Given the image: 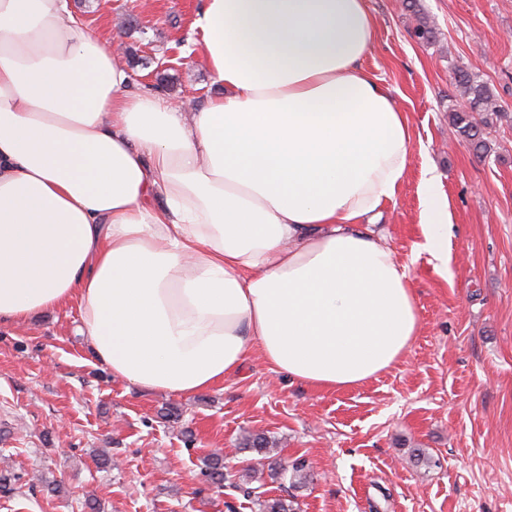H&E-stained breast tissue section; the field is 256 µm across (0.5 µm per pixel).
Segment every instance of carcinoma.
Listing matches in <instances>:
<instances>
[{
  "label": "carcinoma",
  "instance_id": "carcinoma-1",
  "mask_svg": "<svg viewBox=\"0 0 512 512\" xmlns=\"http://www.w3.org/2000/svg\"><path fill=\"white\" fill-rule=\"evenodd\" d=\"M454 81L462 99L460 104L448 106L450 118L467 145L477 154L486 156L491 147L483 137L482 129H490L498 123L512 117L508 108L500 104L492 90L477 77L465 70L454 72ZM242 449H249L259 455L270 454V445L266 437L249 435L243 439ZM204 476L217 488L224 483V457L213 452L204 460ZM310 478V466L299 459L291 465L292 484L301 486ZM258 512H295L293 501L286 498L257 499Z\"/></svg>",
  "mask_w": 512,
  "mask_h": 512
}]
</instances>
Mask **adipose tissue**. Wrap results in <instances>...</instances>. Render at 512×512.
I'll return each instance as SVG.
<instances>
[{"mask_svg": "<svg viewBox=\"0 0 512 512\" xmlns=\"http://www.w3.org/2000/svg\"><path fill=\"white\" fill-rule=\"evenodd\" d=\"M197 112L133 91L66 0H0V323L72 299L113 377L193 394L253 355L318 389L397 362L421 323L375 220L413 148L362 62L366 0H206ZM421 245L448 264V205L420 184Z\"/></svg>", "mask_w": 512, "mask_h": 512, "instance_id": "obj_1", "label": "adipose tissue"}]
</instances>
